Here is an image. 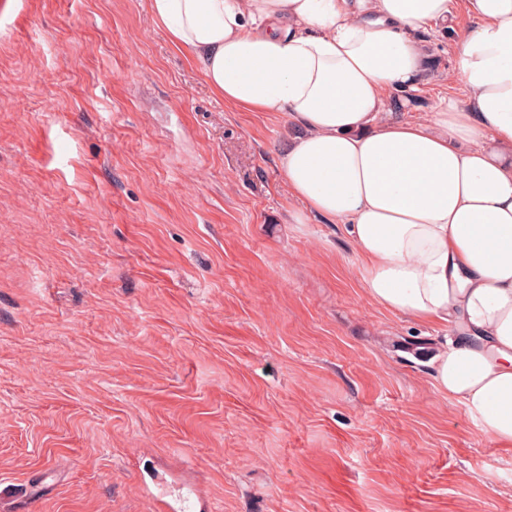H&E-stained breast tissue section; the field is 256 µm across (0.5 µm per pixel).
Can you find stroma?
<instances>
[{"label": "stroma", "mask_w": 512, "mask_h": 512, "mask_svg": "<svg viewBox=\"0 0 512 512\" xmlns=\"http://www.w3.org/2000/svg\"><path fill=\"white\" fill-rule=\"evenodd\" d=\"M453 0L402 119L460 100ZM299 130L213 96L146 0H0V512H512L439 394L452 326L288 221Z\"/></svg>", "instance_id": "stroma-1"}]
</instances>
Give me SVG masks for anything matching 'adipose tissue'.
<instances>
[{
    "label": "adipose tissue",
    "mask_w": 512,
    "mask_h": 512,
    "mask_svg": "<svg viewBox=\"0 0 512 512\" xmlns=\"http://www.w3.org/2000/svg\"><path fill=\"white\" fill-rule=\"evenodd\" d=\"M451 0H148L225 105L300 130L280 159L295 223L349 225L373 304L452 323L433 383L512 446V0H465L454 71L468 99L421 121L389 91L427 77L418 31Z\"/></svg>",
    "instance_id": "obj_1"
}]
</instances>
